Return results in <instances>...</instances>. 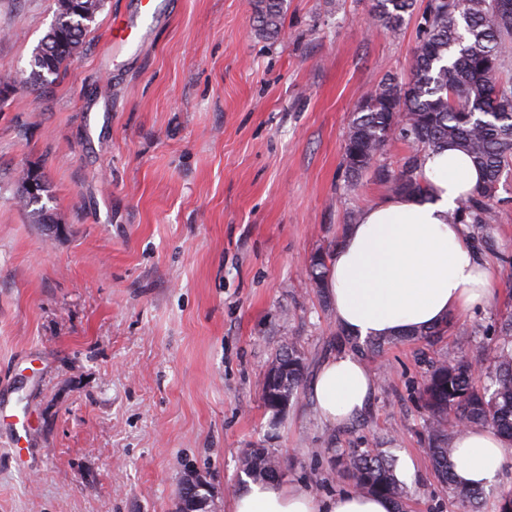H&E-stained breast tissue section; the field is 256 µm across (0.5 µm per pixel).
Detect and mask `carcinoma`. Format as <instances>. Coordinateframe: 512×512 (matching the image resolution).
<instances>
[{
  "label": "carcinoma",
  "instance_id": "obj_1",
  "mask_svg": "<svg viewBox=\"0 0 512 512\" xmlns=\"http://www.w3.org/2000/svg\"><path fill=\"white\" fill-rule=\"evenodd\" d=\"M286 0H252L258 29L280 31ZM80 4L68 8L54 0L53 21L35 49L26 83L35 87L58 74L82 46L89 28L103 7L91 0L87 12ZM415 0H376L375 20L390 31L400 29ZM512 61V0H428L422 13L421 36L410 62L411 79L399 84L389 78L360 104L345 139L343 163L348 182L374 168L377 156L392 141L413 149L403 167L391 175L377 169L380 181L395 195H420L425 190L424 158L456 147L470 157L481 181L458 207L448 223L468 224L478 243L491 241L496 205L504 172L512 171V81L502 73ZM39 185L37 194L28 185ZM45 191L44 175L22 170L17 176L19 199L36 203ZM327 254L311 260L309 275L324 287ZM465 338L467 324L448 318L438 326L414 328L408 335L427 343L448 332ZM496 340L481 355L478 384L473 363L440 356L431 362L419 391L427 413L428 453L435 471L456 500L460 512H482L483 491L455 483L454 440L465 430L487 428L512 439V313L493 327ZM262 384L264 406L272 423L286 410L279 399L291 400L306 374L304 353L291 339H283L269 364ZM243 469L256 481L269 482L279 463L265 448H254ZM342 474L356 489L387 497L396 505L407 497L395 474L394 461L370 448H350Z\"/></svg>",
  "mask_w": 512,
  "mask_h": 512
}]
</instances>
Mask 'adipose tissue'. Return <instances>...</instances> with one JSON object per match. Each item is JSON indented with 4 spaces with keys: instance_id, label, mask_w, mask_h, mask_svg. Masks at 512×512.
I'll return each mask as SVG.
<instances>
[{
    "instance_id": "obj_1",
    "label": "adipose tissue",
    "mask_w": 512,
    "mask_h": 512,
    "mask_svg": "<svg viewBox=\"0 0 512 512\" xmlns=\"http://www.w3.org/2000/svg\"><path fill=\"white\" fill-rule=\"evenodd\" d=\"M423 173L425 193L393 196L362 211L328 263L327 295L347 334L394 338L489 299L487 262L464 225L448 221L449 211L478 184V170L451 147L426 156ZM375 387L359 356L341 354L320 367L310 396L326 421L346 422ZM455 446L456 480L469 488L495 483L512 458V442L489 430L466 431ZM233 512H395V505L353 490L322 500L304 488L250 482L234 491Z\"/></svg>"
}]
</instances>
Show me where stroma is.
I'll return each mask as SVG.
<instances>
[{
    "label": "stroma",
    "instance_id": "1",
    "mask_svg": "<svg viewBox=\"0 0 512 512\" xmlns=\"http://www.w3.org/2000/svg\"><path fill=\"white\" fill-rule=\"evenodd\" d=\"M53 4L0 0V512H177L191 473L208 512H232L252 448L279 460L280 487L326 498L350 487L337 453L376 446L414 463L405 512H458L418 388L429 360L475 356L512 307V176L495 244L478 248L490 301L455 314L475 336H404L365 357L376 389L346 423L325 421L305 386L278 425L262 402L282 339L310 379L349 351L308 270L348 215L390 195L370 173L348 184L344 142L367 93L409 80L426 0L395 32L375 0H287L272 37L247 0H161L133 54L110 26L134 0H105L82 49L34 89ZM27 167L59 234L17 198Z\"/></svg>",
    "mask_w": 512,
    "mask_h": 512
}]
</instances>
